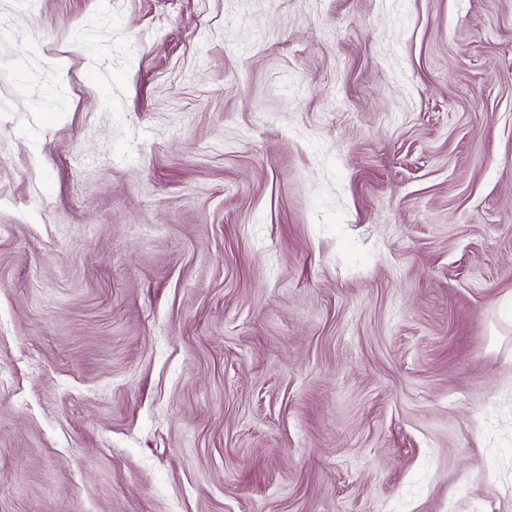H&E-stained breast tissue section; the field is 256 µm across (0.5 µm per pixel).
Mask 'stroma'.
<instances>
[{
    "mask_svg": "<svg viewBox=\"0 0 512 512\" xmlns=\"http://www.w3.org/2000/svg\"><path fill=\"white\" fill-rule=\"evenodd\" d=\"M0 29V512H512V0Z\"/></svg>",
    "mask_w": 512,
    "mask_h": 512,
    "instance_id": "stroma-1",
    "label": "stroma"
}]
</instances>
